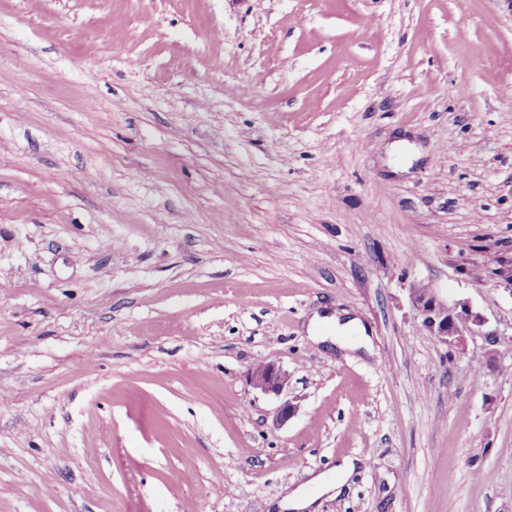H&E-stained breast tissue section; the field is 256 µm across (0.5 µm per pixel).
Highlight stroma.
I'll return each mask as SVG.
<instances>
[{
  "label": "stroma",
  "instance_id": "35a3bbf8",
  "mask_svg": "<svg viewBox=\"0 0 512 512\" xmlns=\"http://www.w3.org/2000/svg\"><path fill=\"white\" fill-rule=\"evenodd\" d=\"M511 268L512 0H0V512H512ZM421 287L419 284L413 285L409 290V299L422 328L451 349L463 353L465 339L458 330V323L464 320L481 327L484 320L478 313L469 309L466 303L458 302L454 308L449 309L448 304L438 299L434 291L424 292ZM248 377L252 388L264 395L279 397L288 390V374L273 360L253 366ZM354 468V460L345 459L341 465L336 467L335 482L330 481L324 474H316L310 479L309 484L318 490L319 495L336 491L346 482Z\"/></svg>",
  "mask_w": 512,
  "mask_h": 512
}]
</instances>
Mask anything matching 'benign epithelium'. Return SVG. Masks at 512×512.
<instances>
[{
    "mask_svg": "<svg viewBox=\"0 0 512 512\" xmlns=\"http://www.w3.org/2000/svg\"><path fill=\"white\" fill-rule=\"evenodd\" d=\"M409 299L422 328L459 353L465 350V339L458 330V323L462 320L469 321L476 327L484 324L482 317L469 309L466 303L458 302L450 309L447 303L438 299L435 292H425L418 284L409 289ZM248 377L252 388L264 395L279 397L288 390V374L273 360H266L252 367ZM297 410L298 404L295 401H282L273 415V425H284Z\"/></svg>",
    "mask_w": 512,
    "mask_h": 512,
    "instance_id": "benign-epithelium-1",
    "label": "benign epithelium"
}]
</instances>
